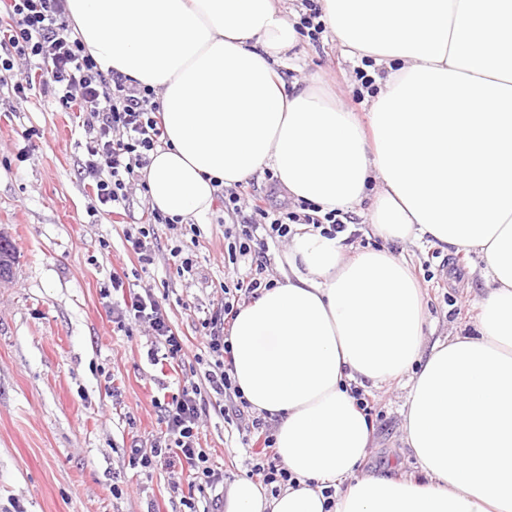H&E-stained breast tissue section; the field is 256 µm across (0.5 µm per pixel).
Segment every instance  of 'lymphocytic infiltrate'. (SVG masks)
<instances>
[{"label": "lymphocytic infiltrate", "instance_id": "1", "mask_svg": "<svg viewBox=\"0 0 512 512\" xmlns=\"http://www.w3.org/2000/svg\"><path fill=\"white\" fill-rule=\"evenodd\" d=\"M7 88L15 111H23L34 89H42L52 103L77 113L84 130V154L79 174L93 191L96 211L110 214L126 208L138 170L148 166L149 153L165 137L161 104L155 89L131 82L116 71L102 72L86 48L67 10V0H0V88ZM232 226L224 232L225 265L254 258L255 267L235 285H221V296L199 322L205 337L209 368L202 382L185 381L177 394L160 403L163 428L149 449L131 451L132 466L188 471L191 479L182 501L189 512H222L215 490L224 481L199 442L202 415L208 398L229 401L230 409L251 448V472L271 494L280 493L292 476L276 448L272 424L251 415L250 405L232 377L230 328L240 308L259 298L274 282L265 275L269 243L288 242L293 227L306 223L335 237L347 228V213L333 210L318 217L309 214V202L298 210L269 209L264 200H244L233 189L217 190ZM169 216L151 208L146 222L126 230L127 252L141 266L154 264L158 251L155 227ZM113 302L109 314L118 327L147 326L151 336L148 355L155 363L179 364L185 341L173 329L164 306L152 289L130 292L124 279L110 274Z\"/></svg>", "mask_w": 512, "mask_h": 512}]
</instances>
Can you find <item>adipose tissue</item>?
I'll return each mask as SVG.
<instances>
[{
  "label": "adipose tissue",
  "instance_id": "adipose-tissue-1",
  "mask_svg": "<svg viewBox=\"0 0 512 512\" xmlns=\"http://www.w3.org/2000/svg\"><path fill=\"white\" fill-rule=\"evenodd\" d=\"M67 7L102 71L160 93L168 144L142 171L152 207L196 221L215 182L269 169L324 213L373 196L384 243L479 252L494 285L476 335L426 351L406 262L385 247L345 254L341 237L299 225L281 280L230 331L234 380L276 419L295 482L274 496L237 480L224 512H512V0H321L347 52L386 70L365 124L317 89L287 91L297 32L282 0ZM408 372L405 441L422 476L358 475L372 426L350 387Z\"/></svg>",
  "mask_w": 512,
  "mask_h": 512
}]
</instances>
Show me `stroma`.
<instances>
[{
	"label": "stroma",
	"mask_w": 512,
	"mask_h": 512,
	"mask_svg": "<svg viewBox=\"0 0 512 512\" xmlns=\"http://www.w3.org/2000/svg\"><path fill=\"white\" fill-rule=\"evenodd\" d=\"M358 67L326 33L316 45L299 38L282 73L287 86L323 87L362 117L369 104L353 99ZM30 126L44 129V138L25 141L21 132ZM83 140L73 114L49 99L33 96L15 112L0 92V235L16 256L12 278L0 281V512H148L153 504L185 512L168 473L128 464L134 446L149 447L160 433L155 397L177 392L183 375L150 361L147 328L114 329L101 289L113 271L153 289L185 340L186 366H194L205 354L196 325L227 275L224 209L214 203L191 230L157 227L162 248L192 254L193 274H179L164 257L140 267L124 232L139 223L149 198L136 194L119 215L95 214L92 191L78 176ZM388 247L410 268L428 262L434 269L421 285L424 347L475 334L491 289L478 275L483 259L424 241ZM408 382L404 375L369 389L373 431L362 474L419 477L404 433ZM200 443L225 484L248 477L249 454L217 407L203 417Z\"/></svg>",
	"instance_id": "stroma-1"
}]
</instances>
